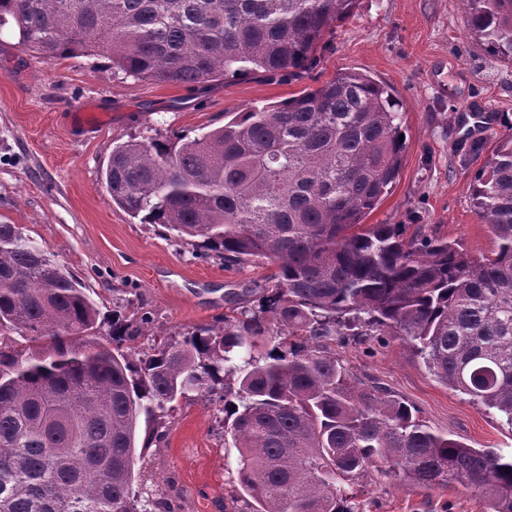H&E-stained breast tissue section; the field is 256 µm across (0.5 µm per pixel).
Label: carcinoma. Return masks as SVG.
Returning a JSON list of instances; mask_svg holds the SVG:
<instances>
[{
  "label": "carcinoma",
  "instance_id": "1",
  "mask_svg": "<svg viewBox=\"0 0 512 512\" xmlns=\"http://www.w3.org/2000/svg\"><path fill=\"white\" fill-rule=\"evenodd\" d=\"M356 0H0V29L48 63L195 87L304 69ZM468 32L512 62V0H461ZM390 90L356 71L189 136L112 147L102 177L142 224L227 263L277 264L257 307L134 354L92 339L98 309L63 265L0 224V512H175L133 489L138 417L195 393L224 402L250 512H351L371 468L479 492L512 512V451L433 430L330 348L344 331L398 337L449 389L512 427V135L468 191L496 250L365 224L399 175ZM138 330L112 320V340Z\"/></svg>",
  "mask_w": 512,
  "mask_h": 512
}]
</instances>
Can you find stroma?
<instances>
[{
	"label": "stroma",
	"mask_w": 512,
	"mask_h": 512,
	"mask_svg": "<svg viewBox=\"0 0 512 512\" xmlns=\"http://www.w3.org/2000/svg\"><path fill=\"white\" fill-rule=\"evenodd\" d=\"M318 65L270 79L257 72L195 88L117 79L107 60L49 63L0 33V224H14L82 283L104 322L144 319L123 350L154 335L220 325L257 306L274 272L262 258L226 265L218 253L165 236L113 204L101 180L116 143L222 126L228 112L281 102L353 70L401 107L399 176L367 216L491 254L496 240L468 186L512 132V63L470 37L459 0H357L318 51ZM337 358L388 388L436 431L474 448H512V427L439 382L400 339H337ZM135 487L159 488L177 512H224L238 453L219 402L193 395L136 428ZM354 512H486L459 483L427 489L371 471L347 489Z\"/></svg>",
	"instance_id": "35a3bbf8"
}]
</instances>
